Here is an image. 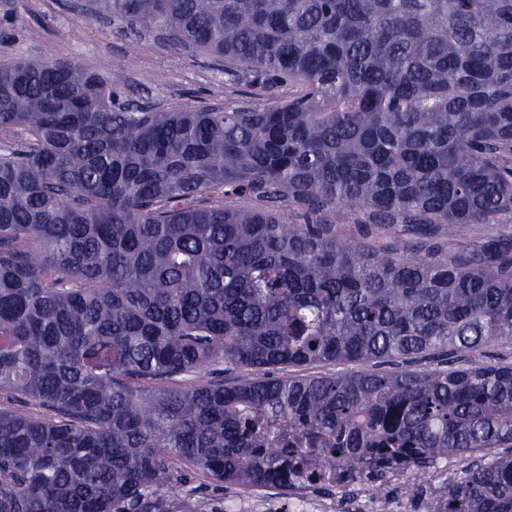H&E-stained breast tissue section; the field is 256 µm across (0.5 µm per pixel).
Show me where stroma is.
I'll return each instance as SVG.
<instances>
[{
  "mask_svg": "<svg viewBox=\"0 0 512 512\" xmlns=\"http://www.w3.org/2000/svg\"><path fill=\"white\" fill-rule=\"evenodd\" d=\"M81 0H0V62L68 59L114 80L121 98L156 111L268 107L278 97L231 82L224 61L173 47L163 32L139 34L81 12Z\"/></svg>",
  "mask_w": 512,
  "mask_h": 512,
  "instance_id": "stroma-1",
  "label": "stroma"
}]
</instances>
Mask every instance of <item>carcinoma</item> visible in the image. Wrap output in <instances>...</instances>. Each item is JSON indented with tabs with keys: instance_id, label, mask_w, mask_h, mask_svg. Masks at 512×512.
<instances>
[{
	"instance_id": "carcinoma-1",
	"label": "carcinoma",
	"mask_w": 512,
	"mask_h": 512,
	"mask_svg": "<svg viewBox=\"0 0 512 512\" xmlns=\"http://www.w3.org/2000/svg\"><path fill=\"white\" fill-rule=\"evenodd\" d=\"M86 6L288 96L156 112L65 59L0 63V394L43 409L0 408V512H187L188 472L288 489L334 460L343 488L448 457L425 512H512V363L481 356L512 340V235L426 244L512 215V0ZM421 358L443 368L380 369ZM371 363H361V364H332V363H319L316 365H311L308 368L300 369L293 367H282L281 369L275 371V375L280 377H288L290 375H306V374H333L337 372H345L349 370H359L368 367Z\"/></svg>"
}]
</instances>
